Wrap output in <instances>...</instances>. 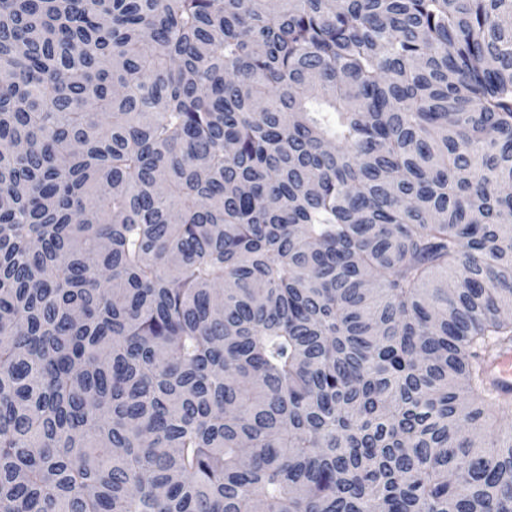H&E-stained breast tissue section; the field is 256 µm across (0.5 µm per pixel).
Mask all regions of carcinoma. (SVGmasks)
<instances>
[{
	"mask_svg": "<svg viewBox=\"0 0 512 512\" xmlns=\"http://www.w3.org/2000/svg\"><path fill=\"white\" fill-rule=\"evenodd\" d=\"M512 0H0V512H512ZM487 374L498 391L512 393V349L501 350L489 362Z\"/></svg>",
	"mask_w": 512,
	"mask_h": 512,
	"instance_id": "cac0c4a2",
	"label": "carcinoma"
}]
</instances>
